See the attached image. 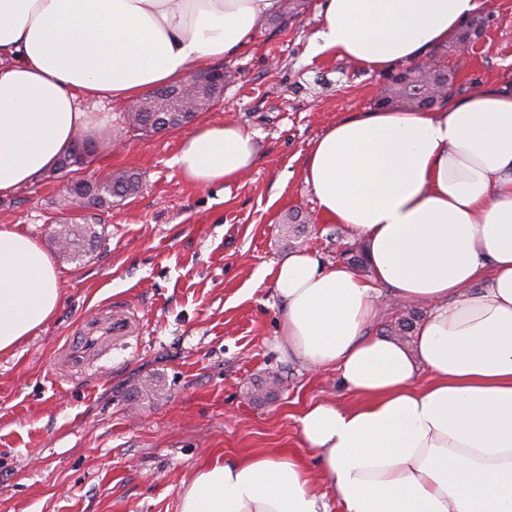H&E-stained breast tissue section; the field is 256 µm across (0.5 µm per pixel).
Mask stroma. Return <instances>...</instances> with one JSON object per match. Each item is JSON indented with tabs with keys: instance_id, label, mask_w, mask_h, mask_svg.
Returning <instances> with one entry per match:
<instances>
[{
	"instance_id": "obj_1",
	"label": "stroma",
	"mask_w": 512,
	"mask_h": 512,
	"mask_svg": "<svg viewBox=\"0 0 512 512\" xmlns=\"http://www.w3.org/2000/svg\"><path fill=\"white\" fill-rule=\"evenodd\" d=\"M487 20L456 77L461 94L495 82L512 88V0H479ZM323 0L287 26L264 21L253 40L222 61L224 93L192 124L142 133L126 106L97 107L106 124L91 133L83 178L121 171L140 176L138 192L98 210L99 242L73 259L51 241L62 218L69 172L39 178L0 199V225L16 224L60 271L52 320L0 354V512H178L183 484L208 459L231 461L259 449L301 455L298 418L326 397L352 402L336 372L280 359L277 265L305 250L339 261L353 245L326 221L305 182L316 139L337 121L375 109L390 72H371L316 54ZM233 119L255 131L261 153L241 178L206 188L173 164L182 139ZM300 213L297 238L282 219ZM131 307L139 337L113 350L87 382L52 372L57 348L108 301ZM272 394L255 399V386Z\"/></svg>"
}]
</instances>
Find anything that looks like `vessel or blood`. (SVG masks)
<instances>
[{"label":"vessel or blood","mask_w":512,"mask_h":512,"mask_svg":"<svg viewBox=\"0 0 512 512\" xmlns=\"http://www.w3.org/2000/svg\"><path fill=\"white\" fill-rule=\"evenodd\" d=\"M139 333L140 322L128 307L104 305L95 316L80 323L76 337L57 349L55 373L64 380L85 377L114 348Z\"/></svg>","instance_id":"1"}]
</instances>
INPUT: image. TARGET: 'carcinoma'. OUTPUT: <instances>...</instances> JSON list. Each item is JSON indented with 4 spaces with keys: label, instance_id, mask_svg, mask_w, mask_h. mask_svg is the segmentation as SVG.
I'll return each mask as SVG.
<instances>
[{
    "label": "carcinoma",
    "instance_id": "cac0c4a2",
    "mask_svg": "<svg viewBox=\"0 0 512 512\" xmlns=\"http://www.w3.org/2000/svg\"><path fill=\"white\" fill-rule=\"evenodd\" d=\"M486 20L481 18L466 23L461 30L459 40H473L482 35ZM433 79L421 77L416 67H408L395 75L385 94L377 99L379 106H388L400 102L409 108H430L448 100L458 92L456 86L457 65L449 64L446 57L437 55ZM177 87L167 86L152 91L148 97L141 99L131 107L128 113L129 123L145 132H156L163 127L175 128L183 124V113L171 108V96ZM88 145L86 141H74L73 147L59 162L56 170L80 167L87 162L86 153L81 147ZM140 177L127 171L112 176L105 182L87 181L84 183L83 194L87 196L82 205L102 207L110 198L124 199L137 192ZM55 239L62 247L70 251L79 247L80 243L94 245L97 232L91 225L75 229L69 224H62L57 230Z\"/></svg>",
    "mask_w": 512,
    "mask_h": 512
}]
</instances>
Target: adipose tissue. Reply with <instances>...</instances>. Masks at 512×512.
Segmentation results:
<instances>
[{"label":"adipose tissue","mask_w":512,"mask_h":512,"mask_svg":"<svg viewBox=\"0 0 512 512\" xmlns=\"http://www.w3.org/2000/svg\"><path fill=\"white\" fill-rule=\"evenodd\" d=\"M280 0H0V198L54 169L82 101L131 102L249 44ZM478 0H325L317 52L371 71L428 61ZM258 159L232 120L184 138L191 185L229 183ZM324 217L365 246L371 279L298 251L278 266L276 348L336 370L357 401L325 398L298 422L304 459L253 452L199 466L179 512H512V92L490 86L438 109L362 112L330 126L305 167ZM60 273L0 225V352L54 316ZM429 306L412 346L371 335L381 307ZM426 384H419L421 373Z\"/></svg>","instance_id":"1"}]
</instances>
